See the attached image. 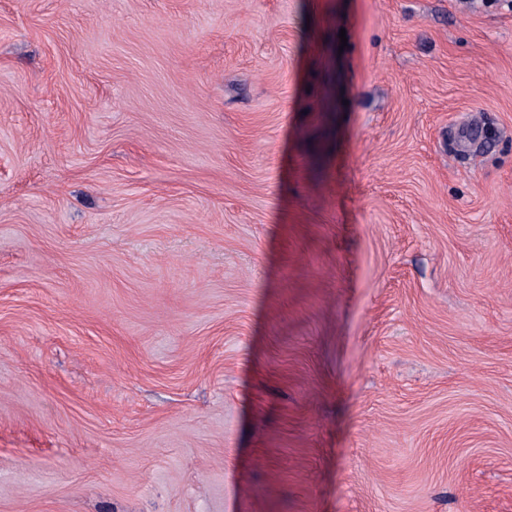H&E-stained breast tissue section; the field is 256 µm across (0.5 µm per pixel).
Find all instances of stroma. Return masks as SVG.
Returning a JSON list of instances; mask_svg holds the SVG:
<instances>
[{"label": "stroma", "mask_w": 512, "mask_h": 512, "mask_svg": "<svg viewBox=\"0 0 512 512\" xmlns=\"http://www.w3.org/2000/svg\"><path fill=\"white\" fill-rule=\"evenodd\" d=\"M0 512H512L506 0H0Z\"/></svg>", "instance_id": "35a3bbf8"}]
</instances>
